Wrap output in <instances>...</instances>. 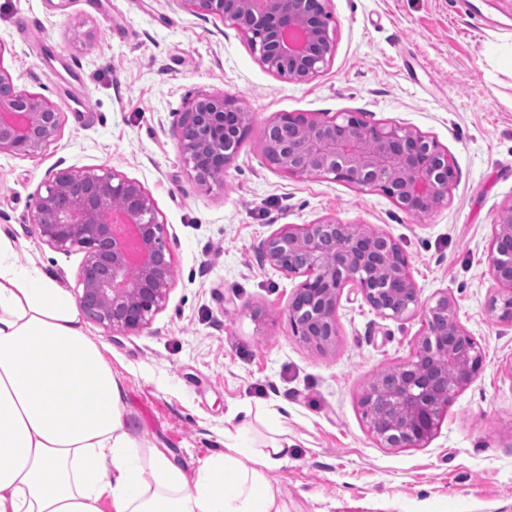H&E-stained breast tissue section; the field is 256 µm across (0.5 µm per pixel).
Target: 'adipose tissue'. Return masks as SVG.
Masks as SVG:
<instances>
[{
  "mask_svg": "<svg viewBox=\"0 0 512 512\" xmlns=\"http://www.w3.org/2000/svg\"><path fill=\"white\" fill-rule=\"evenodd\" d=\"M0 236V512H288V443L225 431L194 472L132 428L127 392L71 293Z\"/></svg>",
  "mask_w": 512,
  "mask_h": 512,
  "instance_id": "ef3b65f1",
  "label": "adipose tissue"
}]
</instances>
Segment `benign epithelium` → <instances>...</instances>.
Listing matches in <instances>:
<instances>
[{
	"instance_id": "obj_1",
	"label": "benign epithelium",
	"mask_w": 512,
	"mask_h": 512,
	"mask_svg": "<svg viewBox=\"0 0 512 512\" xmlns=\"http://www.w3.org/2000/svg\"><path fill=\"white\" fill-rule=\"evenodd\" d=\"M182 2L220 16L246 37L269 71L295 82L317 77L335 51L328 0ZM61 126L62 113L52 102L16 88L0 68V152L34 155L57 139ZM251 129V113L237 99L199 95L181 113L175 135L196 180L210 185L220 183ZM262 141L267 162L289 175L379 187L414 215L437 208L453 179L448 155L434 140L406 127L370 125L354 115L321 119L284 113L264 128ZM32 224L53 248L85 252L78 294L85 319L112 334H128L147 326L164 306L174 257L167 227L137 183L105 168L59 170L38 190ZM261 249L273 266L305 276L285 316L291 334L320 351L336 345V309L347 287L385 318L421 317L413 358L378 373L360 405L381 445L427 443L454 389L471 382L483 365L476 342L456 320L453 299L443 294L432 305L419 304L401 244L334 218L285 224ZM489 261L497 285L491 311L512 324V203L493 225Z\"/></svg>"
}]
</instances>
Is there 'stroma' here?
<instances>
[{"instance_id": "1", "label": "stroma", "mask_w": 512, "mask_h": 512, "mask_svg": "<svg viewBox=\"0 0 512 512\" xmlns=\"http://www.w3.org/2000/svg\"><path fill=\"white\" fill-rule=\"evenodd\" d=\"M102 3L0 0V67L63 119L38 155L0 152V234L17 265L75 295L82 251L56 250L29 222L39 185L62 168H108L153 200L175 264L164 307L135 334L87 326L140 427L192 469L225 430L259 444L282 425L287 459L268 478L289 512H512V325L489 309L493 225L512 203V72L484 54L512 43V0H330L335 53L306 83L268 71L238 31L182 0ZM201 94L236 97L253 117L211 187L174 136ZM348 112L435 140L454 170L444 202L413 215L382 189L267 163L262 133L279 115ZM328 217L399 240L421 303L449 294L484 355L422 446L383 447L360 405L377 373L413 356L420 318L382 317L347 289L332 350L288 329L301 279L259 246L282 225Z\"/></svg>"}]
</instances>
